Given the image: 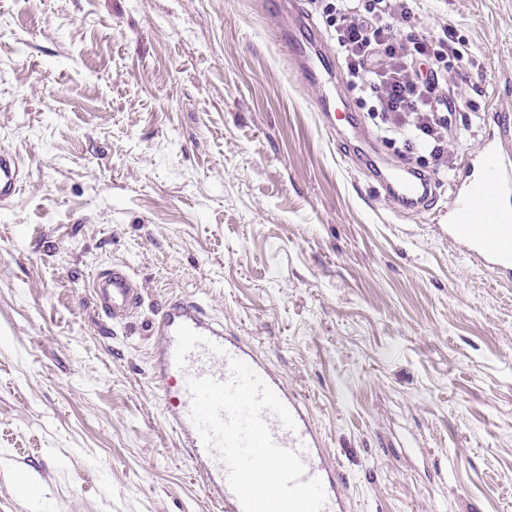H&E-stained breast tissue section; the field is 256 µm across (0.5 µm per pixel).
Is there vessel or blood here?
I'll return each instance as SVG.
<instances>
[{
  "label": "vessel or blood",
  "mask_w": 512,
  "mask_h": 512,
  "mask_svg": "<svg viewBox=\"0 0 512 512\" xmlns=\"http://www.w3.org/2000/svg\"><path fill=\"white\" fill-rule=\"evenodd\" d=\"M288 49L297 73L312 80L314 59L327 57L328 46L312 41L310 51H302L295 38H288ZM317 100L327 113V125L337 136H344L355 119L348 102L333 103L328 81L319 84ZM463 178L449 185L445 232L449 242L466 258L476 261L496 278L512 280V116L489 110L485 135L477 152L463 156ZM375 181L396 199L399 213L417 214L428 208L433 196L428 180L420 178L407 164L387 163L375 170ZM24 180L20 159L0 151V205L11 202ZM90 288L101 309L112 320H124L140 300L137 280L122 264L95 273ZM159 345L155 353L157 386L165 397V417L179 436L183 448L199 473L209 498L220 503L224 512H243L231 490L226 465L203 444L191 420L192 399L187 388L191 377L211 376L227 380L229 361L249 364L292 412L295 430H287L271 412L263 417L279 446L299 452L306 478L320 479L326 495L324 512H351L348 494L337 462L300 395L288 389L273 373L264 356L241 337L225 332L193 301L170 304L158 323Z\"/></svg>",
  "instance_id": "1"
}]
</instances>
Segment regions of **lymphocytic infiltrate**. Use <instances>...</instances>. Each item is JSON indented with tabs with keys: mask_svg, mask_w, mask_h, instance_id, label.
Segmentation results:
<instances>
[{
	"mask_svg": "<svg viewBox=\"0 0 512 512\" xmlns=\"http://www.w3.org/2000/svg\"><path fill=\"white\" fill-rule=\"evenodd\" d=\"M332 27L336 54L350 88L369 102L384 132L448 159V70L465 69L473 58L455 47L449 30L419 29V0H312ZM410 30L398 39L394 28Z\"/></svg>",
	"mask_w": 512,
	"mask_h": 512,
	"instance_id": "f902f5d3",
	"label": "lymphocytic infiltrate"
}]
</instances>
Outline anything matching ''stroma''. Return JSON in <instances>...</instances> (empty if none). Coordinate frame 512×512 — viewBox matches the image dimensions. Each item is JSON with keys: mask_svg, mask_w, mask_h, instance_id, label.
Returning a JSON list of instances; mask_svg holds the SVG:
<instances>
[{"mask_svg": "<svg viewBox=\"0 0 512 512\" xmlns=\"http://www.w3.org/2000/svg\"><path fill=\"white\" fill-rule=\"evenodd\" d=\"M449 71L439 206L512 114V0H426ZM320 32L324 18L305 5ZM273 0H0V512H222L179 448L152 331L187 299L303 398L353 512H512V283L406 220L344 151ZM141 286L115 324L89 281ZM285 41L288 43V49L291 53L294 63L296 65V72L305 80L311 81L313 79L314 67L313 56L301 50L295 38L291 33L285 36ZM22 162L9 151H0V205L11 202L21 190L24 180Z\"/></svg>", "mask_w": 512, "mask_h": 512, "instance_id": "stroma-1", "label": "stroma"}]
</instances>
